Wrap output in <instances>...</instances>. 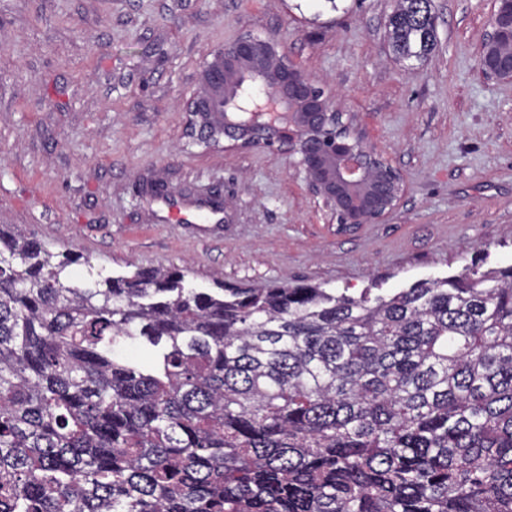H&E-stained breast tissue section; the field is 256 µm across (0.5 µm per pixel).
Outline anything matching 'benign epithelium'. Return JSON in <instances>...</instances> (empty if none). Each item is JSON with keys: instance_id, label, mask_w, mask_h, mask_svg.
Segmentation results:
<instances>
[{"instance_id": "benign-epithelium-1", "label": "benign epithelium", "mask_w": 512, "mask_h": 512, "mask_svg": "<svg viewBox=\"0 0 512 512\" xmlns=\"http://www.w3.org/2000/svg\"><path fill=\"white\" fill-rule=\"evenodd\" d=\"M495 2L481 70L488 79L512 80V38H501L497 25L502 11L512 12V0ZM189 111L206 140L220 133L237 147L288 155L309 195L342 226L377 223L404 196L398 170L384 162L355 118L343 123L333 97L273 36L241 35L208 53ZM240 127L250 134L240 137Z\"/></svg>"}]
</instances>
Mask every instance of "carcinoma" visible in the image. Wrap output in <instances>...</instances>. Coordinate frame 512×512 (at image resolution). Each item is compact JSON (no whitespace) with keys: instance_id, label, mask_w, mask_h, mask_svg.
I'll return each mask as SVG.
<instances>
[{"instance_id":"carcinoma-1","label":"carcinoma","mask_w":512,"mask_h":512,"mask_svg":"<svg viewBox=\"0 0 512 512\" xmlns=\"http://www.w3.org/2000/svg\"><path fill=\"white\" fill-rule=\"evenodd\" d=\"M0 512H512V265L204 291L1 227Z\"/></svg>"}]
</instances>
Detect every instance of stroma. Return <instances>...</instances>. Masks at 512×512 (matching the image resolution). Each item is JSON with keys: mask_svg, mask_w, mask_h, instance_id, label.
Listing matches in <instances>:
<instances>
[{"mask_svg": "<svg viewBox=\"0 0 512 512\" xmlns=\"http://www.w3.org/2000/svg\"><path fill=\"white\" fill-rule=\"evenodd\" d=\"M396 0H0V225L109 272L176 268L194 288L372 282L512 264V82L484 78L493 0H433L427 59L392 50ZM248 33L355 115L405 181L351 228L316 207L287 155L200 139L186 105L206 55ZM220 198L221 222H170Z\"/></svg>", "mask_w": 512, "mask_h": 512, "instance_id": "1", "label": "stroma"}]
</instances>
